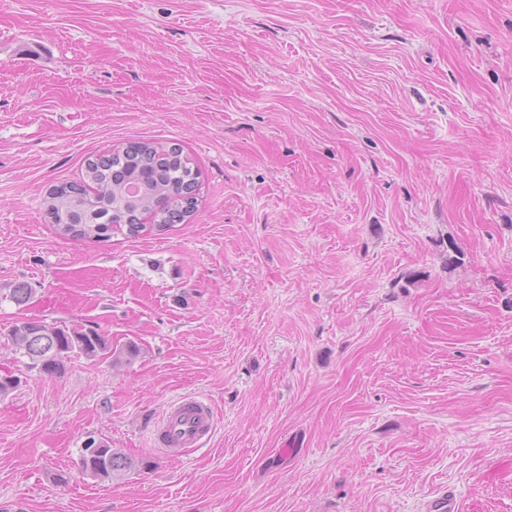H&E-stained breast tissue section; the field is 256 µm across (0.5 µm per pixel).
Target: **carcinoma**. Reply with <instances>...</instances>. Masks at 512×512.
Listing matches in <instances>:
<instances>
[{"label":"carcinoma","mask_w":512,"mask_h":512,"mask_svg":"<svg viewBox=\"0 0 512 512\" xmlns=\"http://www.w3.org/2000/svg\"><path fill=\"white\" fill-rule=\"evenodd\" d=\"M199 173L179 144L131 142L109 154L87 159L81 183L62 184L44 200L45 212L59 234L73 240H109L116 233L138 237L151 227L163 231L184 223L198 206ZM151 216L153 224L141 222ZM29 369L62 373L74 356L108 354L112 365L136 360L134 342L112 347L96 331L54 326L37 318L15 323L7 336ZM83 472L113 481L136 467L135 461L104 441L90 439L79 458Z\"/></svg>","instance_id":"1"}]
</instances>
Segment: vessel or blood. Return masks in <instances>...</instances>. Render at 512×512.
<instances>
[{
  "mask_svg": "<svg viewBox=\"0 0 512 512\" xmlns=\"http://www.w3.org/2000/svg\"><path fill=\"white\" fill-rule=\"evenodd\" d=\"M215 410L211 402L185 396L173 402L157 423L153 441L161 452L203 447L214 431Z\"/></svg>",
  "mask_w": 512,
  "mask_h": 512,
  "instance_id": "vessel-or-blood-1",
  "label": "vessel or blood"
}]
</instances>
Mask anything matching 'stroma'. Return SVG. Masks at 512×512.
Returning <instances> with one entry per match:
<instances>
[{"label":"stroma","mask_w":512,"mask_h":512,"mask_svg":"<svg viewBox=\"0 0 512 512\" xmlns=\"http://www.w3.org/2000/svg\"><path fill=\"white\" fill-rule=\"evenodd\" d=\"M146 140L190 222L60 236L50 189ZM30 317L141 355L28 369ZM8 373L0 512H512V0H0ZM189 394L212 438L162 454ZM90 437L143 468L84 474Z\"/></svg>","instance_id":"35a3bbf8"}]
</instances>
